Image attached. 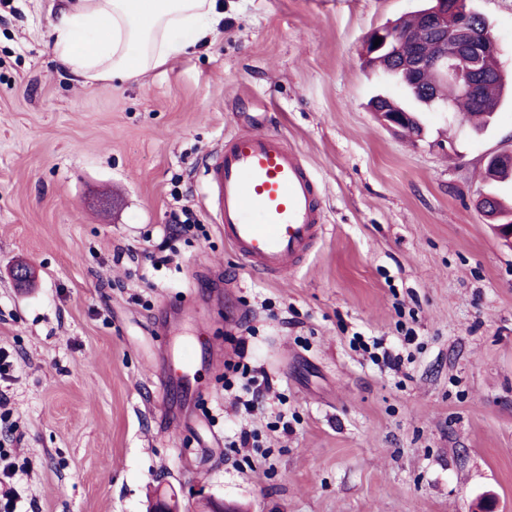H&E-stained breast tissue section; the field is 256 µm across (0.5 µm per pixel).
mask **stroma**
<instances>
[{"mask_svg":"<svg viewBox=\"0 0 512 512\" xmlns=\"http://www.w3.org/2000/svg\"><path fill=\"white\" fill-rule=\"evenodd\" d=\"M212 43L87 84L55 58L65 0H0V382L33 512H512V249L477 206L512 151V104L477 134L425 109L381 126L369 32L420 0H223ZM512 73V0H473ZM280 135L312 170L327 230L279 277L213 224L202 165L235 132ZM196 228L171 241L172 211ZM172 260L152 267L159 243ZM31 276L16 283L12 270ZM398 348L391 369L361 345ZM194 344L188 380L170 379ZM265 372L245 413L234 364ZM258 448H232L239 429ZM383 101H376L374 105L370 108V112H373L375 119L386 129L398 133L403 129L404 126L408 124V120L410 118V114L413 116V121L410 126H408L404 132H407L410 135L421 137V122L418 117L417 111L408 108L411 110L408 112H399L395 110V105L393 99L390 97H382Z\"/></svg>","mask_w":512,"mask_h":512,"instance_id":"1","label":"stroma"}]
</instances>
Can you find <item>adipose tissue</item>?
Returning a JSON list of instances; mask_svg holds the SVG:
<instances>
[{"label":"adipose tissue","instance_id":"adipose-tissue-1","mask_svg":"<svg viewBox=\"0 0 512 512\" xmlns=\"http://www.w3.org/2000/svg\"><path fill=\"white\" fill-rule=\"evenodd\" d=\"M216 0H70L49 22L58 60L90 84L146 75L204 45L220 23Z\"/></svg>","mask_w":512,"mask_h":512}]
</instances>
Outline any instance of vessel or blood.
I'll return each mask as SVG.
<instances>
[{"label":"vessel or blood","instance_id":"obj_1","mask_svg":"<svg viewBox=\"0 0 512 512\" xmlns=\"http://www.w3.org/2000/svg\"><path fill=\"white\" fill-rule=\"evenodd\" d=\"M210 214L254 272L297 266L326 230L316 182L284 139L237 132L204 163Z\"/></svg>","mask_w":512,"mask_h":512}]
</instances>
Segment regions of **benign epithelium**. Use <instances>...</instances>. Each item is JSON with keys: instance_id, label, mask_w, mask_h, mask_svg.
Returning <instances> with one entry per match:
<instances>
[{"instance_id": "obj_1", "label": "benign epithelium", "mask_w": 512, "mask_h": 512, "mask_svg": "<svg viewBox=\"0 0 512 512\" xmlns=\"http://www.w3.org/2000/svg\"><path fill=\"white\" fill-rule=\"evenodd\" d=\"M416 31L425 39L414 44L407 58L401 45L410 31L389 22L373 29L366 37L362 62L386 60L395 63L389 71L397 83L411 89L420 100L446 112L456 111L453 101L437 103L436 96L421 85L422 74L429 72L438 83L454 85L472 103H479L488 91V78L481 69L483 56L498 53L499 42L490 27L478 26L469 0H432V6L417 13ZM382 39L374 45L376 39ZM428 51H422L423 47ZM375 119L386 129L399 132L408 124L410 113L395 110L393 99L385 97L370 108Z\"/></svg>"}]
</instances>
